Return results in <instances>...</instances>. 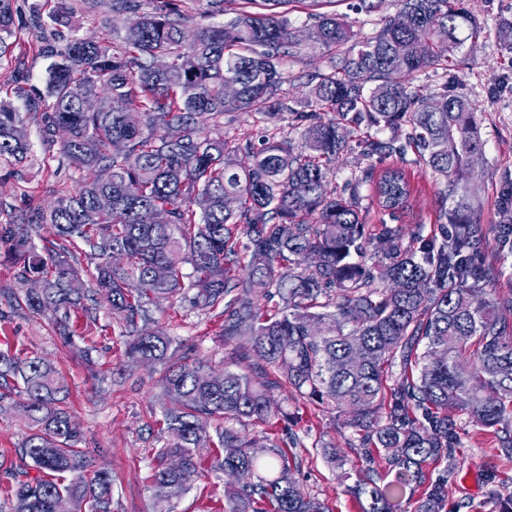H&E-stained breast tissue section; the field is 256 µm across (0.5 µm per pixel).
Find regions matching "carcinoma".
Wrapping results in <instances>:
<instances>
[{"label": "carcinoma", "instance_id": "obj_1", "mask_svg": "<svg viewBox=\"0 0 512 512\" xmlns=\"http://www.w3.org/2000/svg\"><path fill=\"white\" fill-rule=\"evenodd\" d=\"M199 2L70 0L68 15L102 8L111 18L134 14L139 24L117 45L67 36L54 16L55 27L37 35L38 51L59 58L44 90L7 81L0 158L21 162L30 153L17 136L20 100L43 140L69 130L61 155L82 173L75 193L0 225V255L19 266L23 281L44 282L15 302L51 316L69 343L70 314L92 294L129 337L131 365H165L162 425L172 443L154 455V512H171L170 500L202 476L197 448L205 442L221 449L214 469L241 475L225 485L224 512H267L266 503L272 512H327L304 493L280 446L225 426L242 418L288 422L270 395L276 387L348 416L360 447L388 452L390 481L358 476L345 486L361 512H406V496L423 485L421 512H442L445 480L430 479L425 465L453 459L452 411L494 429L500 454L512 460V293L476 301L503 266L483 261L481 205L465 191L471 155L482 151V110L454 74L481 27L465 0H398L406 27L389 17L359 39L344 16L312 12L301 40L289 14L324 0H206L204 12ZM226 14L227 22L210 21ZM14 23V0H0V43ZM308 42L326 64L295 76L290 66ZM159 55L169 60L165 70L154 66ZM428 69L442 71L432 92L418 83ZM227 80L240 89L232 103L224 99ZM96 93L100 109H84L83 98ZM228 111L266 124L286 118L303 128V140L205 134L206 118ZM173 128L181 132L176 141ZM363 129L389 136L351 146L345 131ZM355 149L367 166L330 186L340 156ZM389 157L432 172L438 223L428 232L423 224L382 223L371 254L373 204L394 214L410 195L403 169L376 170ZM227 196L239 199L237 209H224ZM45 224L55 239L38 249L33 233ZM494 230L505 262L512 224ZM75 239L89 248L94 288H70L82 279L65 246ZM114 248L127 256L119 269L109 261ZM158 266L167 269L162 281L153 278ZM188 289L195 307H223L224 341L248 337L234 357L248 371L210 376L201 362L175 361L179 348L169 336L146 331L149 306ZM272 296L281 308L268 314L260 299ZM397 363L403 375L388 389L385 373ZM269 367L278 378H268ZM65 391L50 361L0 352V412L19 406L32 428L17 449L11 512H56L62 499L77 512L86 501L90 512H112L109 472L90 485L82 480L89 460L77 447Z\"/></svg>", "mask_w": 512, "mask_h": 512}]
</instances>
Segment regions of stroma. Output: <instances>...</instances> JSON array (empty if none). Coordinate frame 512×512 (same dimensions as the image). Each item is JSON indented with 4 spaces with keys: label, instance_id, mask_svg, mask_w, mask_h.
I'll return each instance as SVG.
<instances>
[{
    "label": "stroma",
    "instance_id": "obj_1",
    "mask_svg": "<svg viewBox=\"0 0 512 512\" xmlns=\"http://www.w3.org/2000/svg\"><path fill=\"white\" fill-rule=\"evenodd\" d=\"M484 31L474 48L458 55L456 73L468 95L483 110L480 129L482 155L474 165L469 185L482 204V222L492 229L501 220L499 197L505 175H512V93L489 97L493 83L512 78V53L502 49L494 35L498 22L512 20V0H468ZM61 0H16L13 33L0 53V80L11 78L17 57H24L22 72L28 86L43 88L49 59L35 47V32L29 24L33 8L42 14L57 12ZM122 19H109L103 11H91L70 19L68 32L96 40L119 38ZM25 132L31 152L23 164L0 160V224L13 221L28 206H50L58 190L75 191L80 174L62 164L60 142H44L38 125L26 122ZM410 184L408 208L400 214L406 226L437 222V187L429 169L404 168ZM23 283L18 270L0 257V350L22 357L37 355L53 362L67 385L66 402L81 432V446L90 459L85 478L104 467L112 475V512H152V464L154 451L169 442L160 420L161 376L158 365L130 366L125 357L126 338L119 324L105 309H97L95 319L73 314V347H65L49 318L35 317L14 308L15 296ZM148 328L161 331L176 341L179 354L187 362L201 361L214 372H223L230 362L234 344L225 342L221 331L224 317L217 310H202L191 300L162 301L152 307ZM272 396L293 419L290 427L296 444L287 451L294 476L304 491L324 501L330 512H359L352 494L346 493L339 471L324 455V447H335L354 464L360 475L378 483L390 480L385 451L364 457L357 446L358 436L345 417L322 407L291 399L288 388L273 390ZM458 433L454 462H428L430 477H447L442 512H494L493 495L512 489V463L499 455L491 429L463 412H456ZM30 429L21 408L0 415V512H9L15 480L10 474L19 447ZM217 450L204 443L197 457L205 468L204 477L190 492L175 500L172 512H222L223 472L210 464Z\"/></svg>",
    "mask_w": 512,
    "mask_h": 512
}]
</instances>
